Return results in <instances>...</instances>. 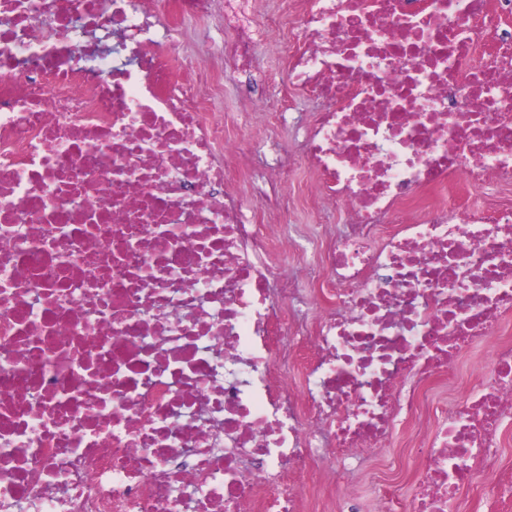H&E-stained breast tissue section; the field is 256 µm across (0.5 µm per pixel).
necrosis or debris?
<instances>
[{
  "instance_id": "obj_1",
  "label": "necrosis or debris",
  "mask_w": 512,
  "mask_h": 512,
  "mask_svg": "<svg viewBox=\"0 0 512 512\" xmlns=\"http://www.w3.org/2000/svg\"><path fill=\"white\" fill-rule=\"evenodd\" d=\"M277 2L320 109L270 159L213 109L269 86L259 0H0V512H357L337 466L396 446L376 512H449L496 461L512 207L453 184L512 183V0ZM300 164L344 222L291 273ZM223 37L217 20H209L208 22H193L184 29V42L189 52L197 51L203 44L212 41H220ZM247 96L232 74L224 75V97L217 101L213 107L214 111L224 112V133L226 135L235 134L238 138L248 141L252 136V130L243 124L234 123V115L245 107V103L252 107H260L265 100L263 98L253 96L252 102L246 100ZM492 354V345L478 344L470 356L460 362L455 380L440 393V397L456 404L463 403L467 396L475 391L486 369L481 371L488 366Z\"/></svg>"
}]
</instances>
